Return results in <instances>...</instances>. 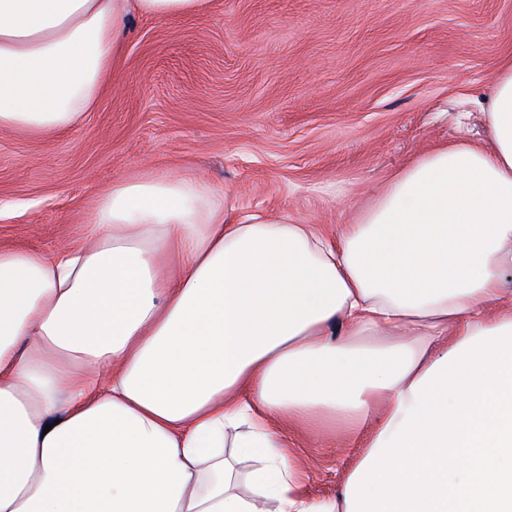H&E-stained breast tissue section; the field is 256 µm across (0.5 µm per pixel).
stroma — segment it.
Returning <instances> with one entry per match:
<instances>
[{"label":"stroma","mask_w":512,"mask_h":512,"mask_svg":"<svg viewBox=\"0 0 512 512\" xmlns=\"http://www.w3.org/2000/svg\"><path fill=\"white\" fill-rule=\"evenodd\" d=\"M512 0H212L134 17L96 108L67 131L0 133V247L73 243L98 188L196 176L240 213L346 223L410 158L486 138ZM303 492L333 499L361 435L297 427Z\"/></svg>","instance_id":"35a3bbf8"}]
</instances>
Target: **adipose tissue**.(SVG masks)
Listing matches in <instances>:
<instances>
[{"mask_svg": "<svg viewBox=\"0 0 512 512\" xmlns=\"http://www.w3.org/2000/svg\"><path fill=\"white\" fill-rule=\"evenodd\" d=\"M209 4L0 0V131L78 124L133 15ZM498 68L487 140L414 158L337 230L154 171L53 257L0 248V512H512ZM293 423L370 427L339 498L303 495Z\"/></svg>", "mask_w": 512, "mask_h": 512, "instance_id": "ef3b65f1", "label": "adipose tissue"}]
</instances>
